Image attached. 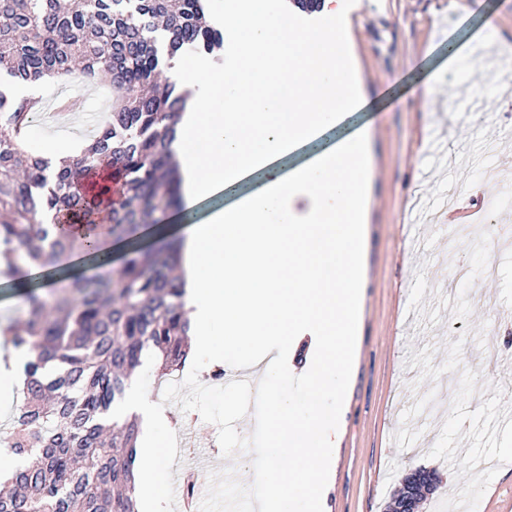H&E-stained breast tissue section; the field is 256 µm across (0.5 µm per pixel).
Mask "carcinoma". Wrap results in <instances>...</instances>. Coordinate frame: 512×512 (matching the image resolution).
<instances>
[{"mask_svg": "<svg viewBox=\"0 0 512 512\" xmlns=\"http://www.w3.org/2000/svg\"><path fill=\"white\" fill-rule=\"evenodd\" d=\"M168 58L209 53L221 31L204 21L202 0H0V72L112 86L107 125L59 169L28 153L20 137L34 121L28 100L0 93V273L24 290L22 323H0L5 344L25 355L22 405L10 448L21 465L0 490V512H138L137 426L114 424L145 351L165 373L187 358L184 290L174 275V239L144 246L135 234L179 205L170 144L175 115L191 90L158 82L157 31ZM126 242L109 281L74 274L62 261L83 254L111 261L96 241L100 224ZM39 267L64 285L42 295L27 278Z\"/></svg>", "mask_w": 512, "mask_h": 512, "instance_id": "obj_1", "label": "carcinoma"}]
</instances>
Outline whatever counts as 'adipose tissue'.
<instances>
[{
    "mask_svg": "<svg viewBox=\"0 0 512 512\" xmlns=\"http://www.w3.org/2000/svg\"><path fill=\"white\" fill-rule=\"evenodd\" d=\"M319 14L320 28L300 30L292 14L271 12L266 0H226L224 41L234 59L209 77L221 94L186 113L171 144L187 208L208 196H235L182 232L193 343L217 353L275 354L261 401L265 441L250 460L251 474L267 485L261 512H291L296 495L315 502L324 494L336 414L317 406L306 419L293 417L274 393V378L287 374L295 338L310 336L317 352L306 381L315 394H339L357 302L354 253L366 154L354 134L330 146L321 140L359 110L361 75L341 64L354 44L341 0H320ZM307 145V161L284 166V158ZM246 180L254 189L238 193ZM116 414L138 418L145 429L136 493L162 504L157 403L133 386Z\"/></svg>",
    "mask_w": 512,
    "mask_h": 512,
    "instance_id": "1",
    "label": "adipose tissue"
}]
</instances>
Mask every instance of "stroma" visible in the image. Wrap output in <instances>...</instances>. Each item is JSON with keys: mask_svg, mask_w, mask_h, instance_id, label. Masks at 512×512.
<instances>
[{"mask_svg": "<svg viewBox=\"0 0 512 512\" xmlns=\"http://www.w3.org/2000/svg\"><path fill=\"white\" fill-rule=\"evenodd\" d=\"M342 11L355 37L352 53L367 102L347 127L365 136L372 175L360 208L353 355L337 401L332 484L320 512H387L405 472L417 467L436 471L441 479L423 512H434L441 500L447 501V512H512V456H498L495 446L499 412L512 400V386L474 363L500 313H512V252L454 235L445 254L435 244L438 230L411 223L419 198L439 205L452 188L463 203L475 195L492 207L502 203L501 183L482 179L480 168L455 165L429 176L426 130L444 122L457 93L451 88L425 99L412 89L444 65L449 39L468 42L488 17H495L502 38L512 42V0H342ZM59 88L51 81L39 90L42 118L24 141L33 153L52 144L80 150L88 143L87 134L54 121ZM462 252L471 272L467 280L447 272L452 256ZM491 253L497 268L488 281L484 264ZM478 280L488 303L474 296ZM313 353L309 341H301L290 356L293 374L276 387L299 418L314 406L299 375ZM215 367L197 356L181 371V390L166 396L155 353L142 357L133 381L160 400L170 422L166 436L192 428L181 447L166 449L161 478L181 484L190 476L220 489L225 483L220 460L241 463L250 456L242 435L253 396L242 389L207 395L205 377ZM194 456L210 459L211 467L190 469ZM476 458L488 463L476 494L465 489L449 494L450 470H463Z\"/></svg>", "mask_w": 512, "mask_h": 512, "instance_id": "stroma-1", "label": "stroma"}]
</instances>
